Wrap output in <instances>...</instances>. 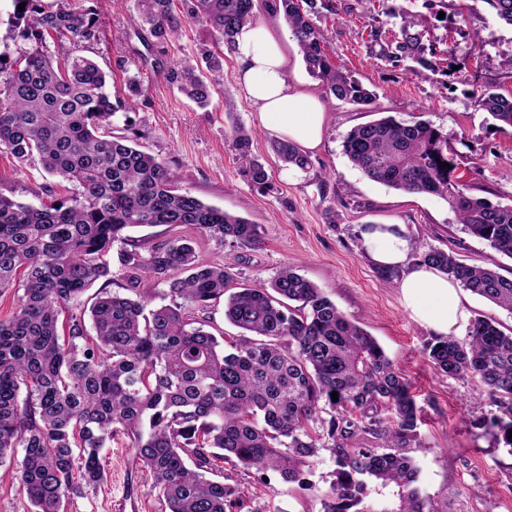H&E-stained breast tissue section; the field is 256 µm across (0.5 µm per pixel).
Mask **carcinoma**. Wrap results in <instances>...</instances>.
Returning a JSON list of instances; mask_svg holds the SVG:
<instances>
[{"label":"carcinoma","instance_id":"cac0c4a2","mask_svg":"<svg viewBox=\"0 0 512 512\" xmlns=\"http://www.w3.org/2000/svg\"><path fill=\"white\" fill-rule=\"evenodd\" d=\"M273 2L309 74L337 99L371 105L375 93L331 60L313 21L333 11L334 0ZM487 2L512 26V0ZM13 4L8 30L31 47L22 59L0 52V153L20 164L36 158L75 189L40 207L0 195V292L21 291L14 315L0 320V460L22 454L12 477L33 512H66L71 499L103 484L100 452L120 434L130 437L166 512H241L245 493L208 477L217 458L302 486L323 452L336 465L323 512H436L406 452L421 423L409 383L373 336L292 267L259 288L232 292L233 269L200 261L192 239L179 235L146 254L136 246L121 251L123 292L109 289V252L132 227H186L250 244L258 225L182 190L165 162L132 146L130 137L112 135L116 108L93 60L69 52L56 65L44 51L48 37L98 42L95 0ZM393 12L401 25L381 56L394 67H434L437 50L423 43L414 12L403 5ZM255 20L256 0H138V22L159 45L191 24L219 37L211 46L201 42L192 59L152 63L202 108L217 93L219 44L231 47L239 26ZM472 99L512 127V94L481 89ZM454 138L430 122L387 116L350 130L342 151L373 181L440 197L466 231L512 258V205L468 193L454 176ZM234 145L248 181L269 189L251 135L234 129ZM273 150L288 166L310 165L288 141ZM421 262L512 313L511 278L443 249H428ZM145 276L165 285L166 303L149 311ZM101 279L91 335L76 304ZM220 297L224 320L242 330L227 344L188 314ZM65 309L68 329L61 333ZM425 351L438 373L480 379L502 412L491 426L512 447V332L480 315L465 338H434Z\"/></svg>","mask_w":512,"mask_h":512}]
</instances>
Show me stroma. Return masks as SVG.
Listing matches in <instances>:
<instances>
[{
	"label": "stroma",
	"instance_id": "obj_1",
	"mask_svg": "<svg viewBox=\"0 0 512 512\" xmlns=\"http://www.w3.org/2000/svg\"><path fill=\"white\" fill-rule=\"evenodd\" d=\"M335 3V11L320 14L315 24L327 53L375 91L368 110L336 99L312 78L287 25L264 2L258 6L259 19L273 25L285 47L290 77L328 109L323 141L308 154L309 169L290 177L273 151L274 135L241 92L232 57H225L218 92L204 108L156 76L151 59L169 63L192 56L208 37L201 27H185L177 41L150 46L147 31L133 22L137 0L117 7L112 0H97L101 38L79 52L108 74L112 101L131 117L141 150L175 169L183 189L257 224V241L235 246L186 229L198 258L234 267L245 286L267 284L286 265L315 283L377 339L409 382L422 410L420 438L410 455L419 468V485L438 512H512V449L490 426L497 407L478 379L436 373L423 351L432 331L403 306L399 272L376 267L361 248L360 234L369 224L401 225L413 263L422 251L439 248L510 278L512 258L464 231L439 197L373 182L342 153L346 134L376 117L428 121L455 133V174L470 193L511 205L512 128H496L487 113L475 109L471 94L481 88L512 93V26L500 22L486 0H434L429 8L415 0L411 9L425 41L437 42L442 54L434 68L415 63L405 69L378 56L379 41L393 39L398 31L392 15L397 0H376L369 11L359 0ZM459 8L465 16L461 22L453 19ZM440 11L445 21L437 20ZM133 76L147 88V98L129 93L127 80ZM237 125L252 134V152L266 163L270 190L259 191L244 177V163L233 146ZM0 193L37 206L63 197L65 190L39 162L21 164L0 154ZM101 464L106 484L70 500L67 512H114L118 505L123 512H165L127 436L108 443ZM334 468L329 456L317 458L310 487L301 490L272 474L216 464L230 483L247 489L251 508L270 512H322Z\"/></svg>",
	"mask_w": 512,
	"mask_h": 512
}]
</instances>
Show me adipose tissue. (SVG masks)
<instances>
[{"instance_id":"obj_1","label":"adipose tissue","mask_w":512,"mask_h":512,"mask_svg":"<svg viewBox=\"0 0 512 512\" xmlns=\"http://www.w3.org/2000/svg\"><path fill=\"white\" fill-rule=\"evenodd\" d=\"M231 55L239 85L263 127L305 150L316 149L327 126L323 101L291 80L286 53L265 22H248L233 37ZM362 248L377 266L401 273L399 288L412 317L440 336L464 326L469 312L457 281L437 269L411 264L410 244L395 224L365 227Z\"/></svg>"}]
</instances>
